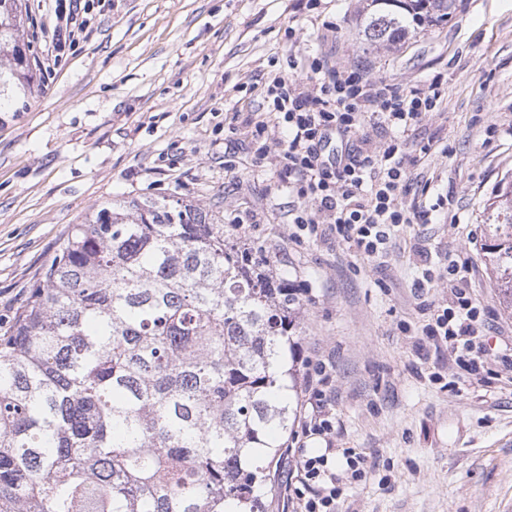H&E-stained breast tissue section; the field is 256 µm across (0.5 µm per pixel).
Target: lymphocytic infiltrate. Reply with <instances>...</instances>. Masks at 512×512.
<instances>
[{"label":"lymphocytic infiltrate","mask_w":512,"mask_h":512,"mask_svg":"<svg viewBox=\"0 0 512 512\" xmlns=\"http://www.w3.org/2000/svg\"><path fill=\"white\" fill-rule=\"evenodd\" d=\"M56 25L48 52L60 57L73 43L77 28L94 9V0H54ZM308 69L309 81L298 78ZM267 115L248 118L257 156L269 154L270 127L285 128L288 138L277 154L280 173L298 206L292 222L306 238L333 234L355 255L371 261L386 257L403 225L424 223L427 211L406 203L405 133L423 113L442 102V83L432 80L405 91L373 80L357 66L338 67L316 58L304 64L289 57L286 70L271 75L264 87ZM390 129L382 145L363 144L348 152L345 162L320 156L333 137L358 133L365 122ZM468 265L449 261L444 271L451 277L453 299L437 308L424 335L440 337L456 363L478 369L487 361L486 349L477 341L479 311L465 287ZM332 365L316 360L304 373L303 387L310 408L302 427L304 437L330 439L334 426L327 386ZM332 447L323 454L299 455L295 480L302 486L295 495L297 512H334L340 477L328 466Z\"/></svg>","instance_id":"1"}]
</instances>
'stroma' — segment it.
I'll list each match as a JSON object with an SVG mask.
<instances>
[{
  "mask_svg": "<svg viewBox=\"0 0 512 512\" xmlns=\"http://www.w3.org/2000/svg\"><path fill=\"white\" fill-rule=\"evenodd\" d=\"M364 4L105 0L56 59L51 0H26L34 94L27 111L0 112V335L69 226L98 205L176 196L249 215L224 231L300 289L304 358L332 364L334 444L369 467L342 485L336 512H512V308L481 253L489 204L512 177V0H457L446 22L377 48L357 25ZM291 54L360 63L399 90L443 84L441 105L405 135V200L431 221L403 226L383 261L332 235L291 238L298 201L241 125L262 109L271 63ZM418 246L471 268L490 357L479 375L422 333Z\"/></svg>",
  "mask_w": 512,
  "mask_h": 512,
  "instance_id": "obj_1",
  "label": "stroma"
}]
</instances>
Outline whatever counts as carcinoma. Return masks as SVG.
Masks as SVG:
<instances>
[{"instance_id":"carcinoma-1","label":"carcinoma","mask_w":512,"mask_h":512,"mask_svg":"<svg viewBox=\"0 0 512 512\" xmlns=\"http://www.w3.org/2000/svg\"><path fill=\"white\" fill-rule=\"evenodd\" d=\"M24 0H0V110L37 80ZM456 0H370L394 44ZM483 244L512 307V180ZM304 301L183 199L71 225L0 336V512H267L297 410Z\"/></svg>"}]
</instances>
